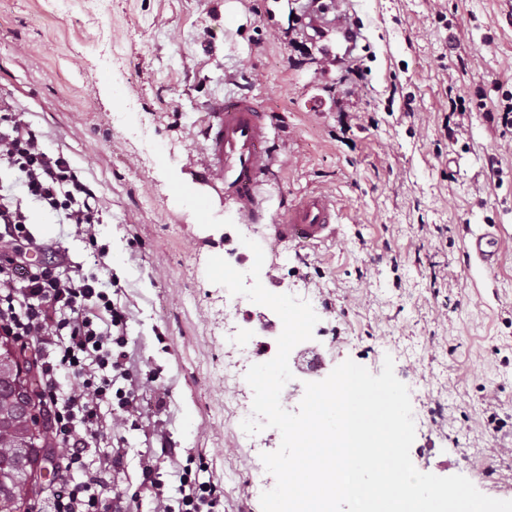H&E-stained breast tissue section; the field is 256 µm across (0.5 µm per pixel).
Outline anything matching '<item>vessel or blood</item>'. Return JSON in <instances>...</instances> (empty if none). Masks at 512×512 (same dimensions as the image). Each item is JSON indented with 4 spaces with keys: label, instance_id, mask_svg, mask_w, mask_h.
<instances>
[{
    "label": "vessel or blood",
    "instance_id": "1",
    "mask_svg": "<svg viewBox=\"0 0 512 512\" xmlns=\"http://www.w3.org/2000/svg\"><path fill=\"white\" fill-rule=\"evenodd\" d=\"M349 0H333L329 17L311 19L321 29L323 55L333 59L355 46L359 32L350 13ZM273 130L267 114L252 99L227 95L211 101L205 110L201 175L221 184L239 220L262 224L273 238L299 240L319 246L336 238L339 213L336 203L321 193L301 197L283 223H275L264 192L266 178L278 159L269 148ZM467 248L486 266L498 260L499 242L490 232L472 234Z\"/></svg>",
    "mask_w": 512,
    "mask_h": 512
}]
</instances>
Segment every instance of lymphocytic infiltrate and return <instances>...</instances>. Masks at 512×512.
<instances>
[{
    "label": "lymphocytic infiltrate",
    "instance_id": "lymphocytic-infiltrate-1",
    "mask_svg": "<svg viewBox=\"0 0 512 512\" xmlns=\"http://www.w3.org/2000/svg\"><path fill=\"white\" fill-rule=\"evenodd\" d=\"M0 163L17 173L31 200L96 245L94 227L103 221L96 192L63 152L45 148L43 134L8 101L0 105ZM28 222L21 201L0 193V334L46 350L39 366L40 401L51 414V439L62 450V472L84 475L56 492L50 512H127L126 496L111 492L104 477L118 466L120 449L93 467L87 461L88 445L111 433L107 407L137 413L140 389L156 384L158 376L128 364V314L100 288L98 277L68 270L62 257L27 264L18 245H38ZM63 370L77 382L66 394L58 380ZM179 492L177 505L165 504L162 512H219L224 500L220 486L200 480L187 464Z\"/></svg>",
    "mask_w": 512,
    "mask_h": 512
}]
</instances>
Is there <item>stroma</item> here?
Here are the masks:
<instances>
[{"label": "stroma", "instance_id": "1", "mask_svg": "<svg viewBox=\"0 0 512 512\" xmlns=\"http://www.w3.org/2000/svg\"><path fill=\"white\" fill-rule=\"evenodd\" d=\"M306 0H74L49 13L44 0H0V96L10 98L96 191L105 254L75 226L28 203L43 242L35 263L67 254L100 281L116 275L129 312L133 368L157 370L142 420L117 417L97 456L120 447L110 486L129 512H155L139 494L153 462L165 495H179V464L203 458L201 480L224 489V512H262L229 413L247 386L224 350L223 286L206 262L252 265L246 240L265 255L270 292L308 295L322 305L313 343L330 366L350 359L380 374L392 357L407 385L416 427L413 457L440 477L461 474L483 494L512 500V150L499 147L487 111L512 92V0H356L365 41L355 110L373 122L337 135L347 84L301 36ZM253 98L277 127L284 161L272 180V211L285 220L297 198L321 192L341 214L335 244L278 243L263 226L204 229L177 204L150 145L177 175L209 195L201 179L202 119L209 100ZM471 115L461 132L444 123L452 94ZM500 155L507 173L493 175ZM500 235L498 261L470 258V233ZM243 333L259 361L271 360L282 322L243 304Z\"/></svg>", "mask_w": 512, "mask_h": 512}]
</instances>
